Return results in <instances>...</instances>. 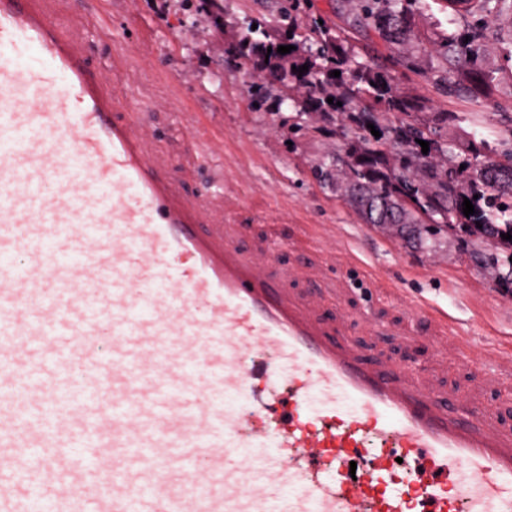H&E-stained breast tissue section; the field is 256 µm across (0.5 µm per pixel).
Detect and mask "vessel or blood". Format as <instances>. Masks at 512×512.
<instances>
[{
	"label": "vessel or blood",
	"instance_id": "obj_1",
	"mask_svg": "<svg viewBox=\"0 0 512 512\" xmlns=\"http://www.w3.org/2000/svg\"><path fill=\"white\" fill-rule=\"evenodd\" d=\"M40 3L0 0V487L28 483L0 512H512V429L468 380L512 362L424 303L465 380L373 362L180 195Z\"/></svg>",
	"mask_w": 512,
	"mask_h": 512
}]
</instances>
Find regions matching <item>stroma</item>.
Listing matches in <instances>:
<instances>
[{
  "label": "stroma",
  "instance_id": "35a3bbf8",
  "mask_svg": "<svg viewBox=\"0 0 512 512\" xmlns=\"http://www.w3.org/2000/svg\"><path fill=\"white\" fill-rule=\"evenodd\" d=\"M46 8L86 44L106 86L135 103L138 134L151 152L170 160L181 192L207 205L214 223L246 224L260 214L285 236L293 225H316L319 251L303 257L282 253L278 262L287 268L290 284L314 291L357 328L358 343L376 362L393 363V351L405 342L407 307L418 300L469 330L475 355L486 350L504 359L512 355V292L499 288L493 271L473 261L482 243L450 233L421 245L366 223L316 175L342 142L339 125L298 114L288 103L261 111L252 107L254 79L224 48L249 19L269 17L273 0H218L220 28L184 11L180 0H46ZM410 21L414 33L424 37L463 30L442 0H419ZM487 27L480 66L497 82L477 107L435 88L433 53L411 57L405 45L356 32L351 39L360 59L443 113L445 140L478 141L504 131V116H512V13L489 17ZM128 45L134 52L127 69L114 72L113 53ZM474 108L480 121H462ZM207 139L214 163L191 167ZM375 274L393 289L383 304L371 280ZM377 319L386 327L378 340L371 334ZM417 345L420 368L441 369L447 382L455 381L452 337L422 336Z\"/></svg>",
  "mask_w": 512,
  "mask_h": 512
}]
</instances>
